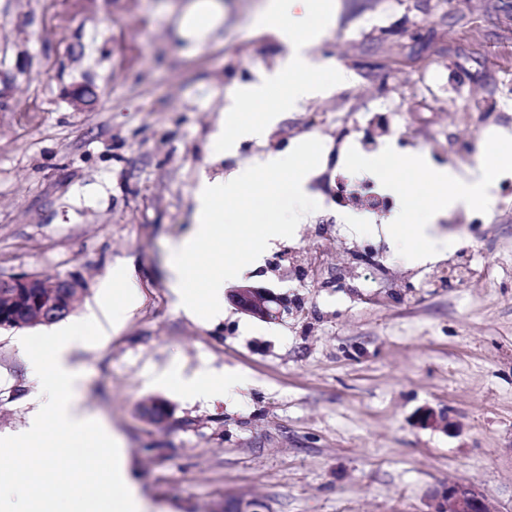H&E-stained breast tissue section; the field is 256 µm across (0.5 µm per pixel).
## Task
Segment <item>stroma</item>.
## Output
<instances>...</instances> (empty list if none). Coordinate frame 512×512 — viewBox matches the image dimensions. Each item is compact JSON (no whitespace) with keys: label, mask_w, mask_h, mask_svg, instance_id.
Instances as JSON below:
<instances>
[{"label":"stroma","mask_w":512,"mask_h":512,"mask_svg":"<svg viewBox=\"0 0 512 512\" xmlns=\"http://www.w3.org/2000/svg\"><path fill=\"white\" fill-rule=\"evenodd\" d=\"M193 2L0 0V274L85 281L71 324L107 308L117 263H132L142 297L120 329L77 348L82 407L121 435L141 492L172 512L251 500L261 512H428L455 481L512 512V169L490 208L435 216L431 262L404 261L382 231L424 214L407 158L464 173L449 144L512 135L500 94L512 0H336L313 55L347 81L225 155L212 133L227 95L277 69L286 48L255 25L268 0H215L224 20L194 47L180 32ZM78 89L92 105H72ZM465 95L481 117L460 109ZM300 148L304 201L283 184L273 208L225 215L253 230L291 222L251 279L287 312L262 321L228 303L204 322L177 311L169 256L200 172ZM358 182L377 207L338 197ZM49 332L0 329L2 434L41 400L18 341ZM173 362L247 383L229 399L179 395L157 381ZM150 397L168 403L163 421L139 413ZM425 407L444 425H417Z\"/></svg>","instance_id":"35a3bbf8"}]
</instances>
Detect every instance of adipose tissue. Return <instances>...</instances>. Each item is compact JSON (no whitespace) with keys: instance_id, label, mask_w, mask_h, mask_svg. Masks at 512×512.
Returning <instances> with one entry per match:
<instances>
[{"instance_id":"adipose-tissue-1","label":"adipose tissue","mask_w":512,"mask_h":512,"mask_svg":"<svg viewBox=\"0 0 512 512\" xmlns=\"http://www.w3.org/2000/svg\"><path fill=\"white\" fill-rule=\"evenodd\" d=\"M334 12V0H270L257 25L289 44L290 52L277 70L262 73L256 83L230 95L214 131L222 150L232 152L242 142L260 138L282 113L329 92L330 86L322 78L325 67L314 60L310 50L327 35L326 24ZM511 163L512 154L502 151L499 141L493 140L486 143L478 167L468 174L448 168L427 172L428 209L438 212L460 203L472 208L488 207L494 200L496 170ZM307 173V165L297 159L268 155L227 177L199 176L194 189L193 226L173 249L169 262L170 288L177 310L201 320L220 316L226 286L257 268L285 237L284 224H270L237 239L233 249L217 253V243L229 237L222 204L271 203L276 194L273 179L277 176L288 179L296 197H304ZM109 286L111 311L102 319L90 317L89 333L71 328L47 340L21 344L41 379L43 399L30 413L25 427L0 435V447L10 451L9 457L0 460V510L16 502L21 512H64L57 502L37 496L44 481H56L57 456H49L34 472L21 464L29 448L45 444V426L51 423L69 438L68 456L86 464L74 477L73 495L80 500L79 512H150L151 505L134 480L120 436L89 416L78 400L82 375L73 360L74 351L85 335L103 336L127 321L138 304L128 268H113ZM160 379L179 391L203 398L228 396L244 382L242 375H219L205 368L188 374L176 363L170 364Z\"/></svg>"}]
</instances>
